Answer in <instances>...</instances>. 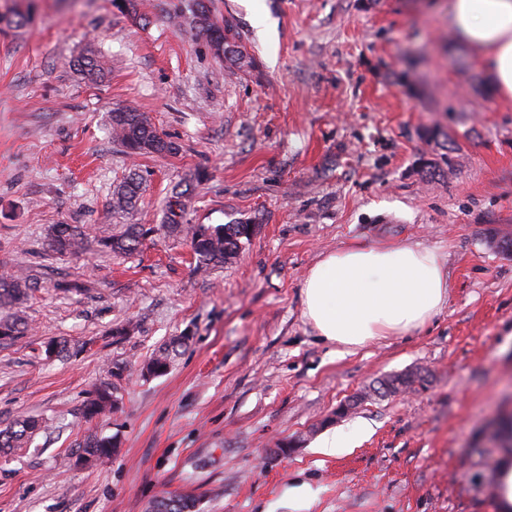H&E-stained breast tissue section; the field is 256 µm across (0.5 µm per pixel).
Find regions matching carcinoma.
<instances>
[{"label":"carcinoma","instance_id":"obj_1","mask_svg":"<svg viewBox=\"0 0 512 512\" xmlns=\"http://www.w3.org/2000/svg\"><path fill=\"white\" fill-rule=\"evenodd\" d=\"M196 24L199 34L211 47L224 46V52H230L226 35L211 22L208 10L203 2L197 3ZM112 138L130 155L152 153L166 156L177 152L174 142L161 137L144 113L133 106L119 107L112 112ZM194 187H175L168 200L162 227L175 235L184 236L196 256L197 267L207 270L222 266L234 260L245 242L249 241L253 231L252 224H186L182 198L190 195ZM142 191V177L135 171L130 172L125 180L112 194V210L127 213L132 210ZM149 230L141 224H128L123 231L99 240V245L114 254H130L137 251L144 243ZM87 247L85 231L79 224H56L49 237V248L59 254H76ZM32 285L22 276L0 278V341L14 340L27 328V321L21 315L22 305L29 296ZM188 337L178 336L159 354L151 358L143 368L161 376L170 367L172 355L177 349L187 344ZM114 385L105 383L97 387L86 400L83 416L92 421L102 418L115 409L113 397ZM41 423L33 418L16 421L4 431H0V452L8 448H22L30 443ZM83 447L89 449L85 461L98 460L114 454L115 444L110 437L97 434L89 435ZM195 503L178 494H168L156 501L153 512H192Z\"/></svg>","mask_w":512,"mask_h":512}]
</instances>
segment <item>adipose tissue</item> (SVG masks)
Instances as JSON below:
<instances>
[{
	"label": "adipose tissue",
	"instance_id": "obj_1",
	"mask_svg": "<svg viewBox=\"0 0 512 512\" xmlns=\"http://www.w3.org/2000/svg\"><path fill=\"white\" fill-rule=\"evenodd\" d=\"M449 22L479 52L497 94L512 99V0H451ZM305 318L325 340L351 349L422 326L448 299L436 252L412 243L361 242L328 253L304 283Z\"/></svg>",
	"mask_w": 512,
	"mask_h": 512
}]
</instances>
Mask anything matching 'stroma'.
Wrapping results in <instances>:
<instances>
[{"instance_id":"stroma-1","label":"stroma","mask_w":512,"mask_h":512,"mask_svg":"<svg viewBox=\"0 0 512 512\" xmlns=\"http://www.w3.org/2000/svg\"><path fill=\"white\" fill-rule=\"evenodd\" d=\"M134 4L0 0L31 14L0 27V277L36 285L27 333L0 345V429L45 423L0 454V512H148L169 493L196 512H496L495 471L470 451L512 414V100L456 41L448 0H207L244 66L199 35L191 0ZM88 54L101 82L75 66ZM129 104L177 154L113 142ZM132 169L145 191L113 214ZM201 170L188 222L255 227L205 272L158 229L172 186ZM55 224L86 225L89 247L53 253ZM127 224L151 230L140 251L97 245ZM355 241L436 251L448 300L349 354L304 318L303 287ZM176 336L189 342L168 373L141 377ZM61 338L74 351L46 358ZM417 368L427 386L373 393ZM110 380L117 409L85 421ZM334 429L349 448L321 454ZM91 433L117 452L82 463Z\"/></svg>"}]
</instances>
